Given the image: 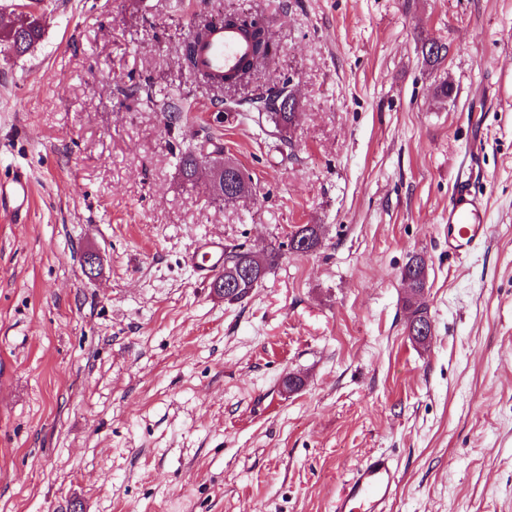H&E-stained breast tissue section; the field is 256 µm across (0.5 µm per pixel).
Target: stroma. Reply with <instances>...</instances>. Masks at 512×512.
Listing matches in <instances>:
<instances>
[{
	"mask_svg": "<svg viewBox=\"0 0 512 512\" xmlns=\"http://www.w3.org/2000/svg\"><path fill=\"white\" fill-rule=\"evenodd\" d=\"M36 9L39 43L0 57V179L32 188L23 222L0 213V512H333L380 453L391 512H512V0ZM227 12L277 45L231 88L180 53ZM273 76L298 101L285 130L244 104ZM212 139L252 200L183 179ZM472 142L489 232L458 256L448 199ZM302 224L318 248L245 299L198 281L200 240L258 249ZM416 254L426 346L405 330ZM426 266V259L421 255L412 256L401 270V280L406 288H424L419 275Z\"/></svg>",
	"mask_w": 512,
	"mask_h": 512,
	"instance_id": "35a3bbf8",
	"label": "stroma"
}]
</instances>
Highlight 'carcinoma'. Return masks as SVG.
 Segmentation results:
<instances>
[{
	"instance_id": "obj_1",
	"label": "carcinoma",
	"mask_w": 512,
	"mask_h": 512,
	"mask_svg": "<svg viewBox=\"0 0 512 512\" xmlns=\"http://www.w3.org/2000/svg\"><path fill=\"white\" fill-rule=\"evenodd\" d=\"M249 36L253 42V54L249 61L234 76L224 79L226 86L238 85L246 81L252 71L262 62L272 56V36L267 32L251 31ZM42 37V25L40 18L32 13H21L13 22L0 27V54L4 56H22L34 47ZM285 89L276 86L269 87L256 94L255 103L265 111L266 116L277 126L285 128L293 122L295 113L284 112L281 103ZM199 159L196 153L189 151L181 158V173L183 178L192 182L197 176ZM310 241V246L319 244V234L316 226L303 224L295 228L288 235V243H269L260 250H238L224 255V262L228 266L248 269L252 273L251 281L244 282L238 288L224 292V299L235 302L246 298L252 290L253 283L260 282L268 271L282 258L283 248H288L292 253L299 252V245L304 240ZM426 266V259L421 255L411 257L401 270V280L407 288H422L424 283L419 275ZM409 318L406 329H411L414 323H419L430 318L429 306L426 299L406 300Z\"/></svg>"
}]
</instances>
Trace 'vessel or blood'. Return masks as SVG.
<instances>
[{"mask_svg":"<svg viewBox=\"0 0 512 512\" xmlns=\"http://www.w3.org/2000/svg\"><path fill=\"white\" fill-rule=\"evenodd\" d=\"M196 69L214 82L236 73L253 51L249 36L240 28L214 20L194 42ZM30 207V183L24 174L0 180V211L20 219ZM487 203L474 192L468 180L457 179L448 200V248L461 253L486 239ZM200 279H208L224 268V243H201L196 258ZM398 483L391 459L372 455L362 461L344 482L335 512H388Z\"/></svg>","mask_w":512,"mask_h":512,"instance_id":"1","label":"vessel or blood"}]
</instances>
